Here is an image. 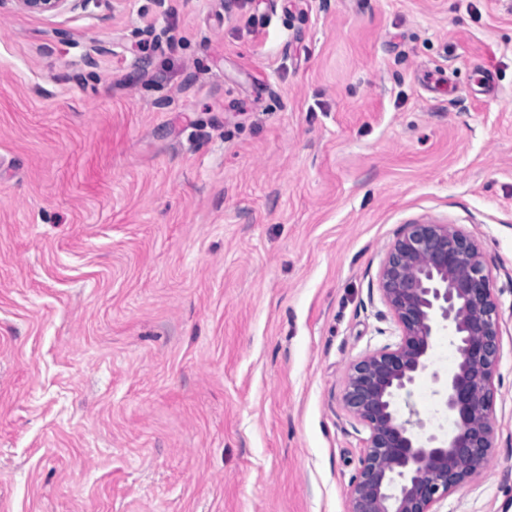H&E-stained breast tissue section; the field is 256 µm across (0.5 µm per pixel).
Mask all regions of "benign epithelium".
Segmentation results:
<instances>
[{
    "mask_svg": "<svg viewBox=\"0 0 512 512\" xmlns=\"http://www.w3.org/2000/svg\"><path fill=\"white\" fill-rule=\"evenodd\" d=\"M13 2L53 17L101 0ZM379 290L401 339L348 371L345 407L369 430L349 512H435V504L486 465L492 447L500 324L491 258L454 224H407L382 264ZM445 329L458 364L446 379H433L456 430L447 438L422 437L424 423L404 417L396 400L426 372L434 337Z\"/></svg>",
    "mask_w": 512,
    "mask_h": 512,
    "instance_id": "1",
    "label": "benign epithelium"
}]
</instances>
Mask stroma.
<instances>
[{
    "instance_id": "1",
    "label": "stroma",
    "mask_w": 512,
    "mask_h": 512,
    "mask_svg": "<svg viewBox=\"0 0 512 512\" xmlns=\"http://www.w3.org/2000/svg\"><path fill=\"white\" fill-rule=\"evenodd\" d=\"M67 39H60V32ZM492 259L512 512V0L0 5V512H349L405 225ZM429 371L401 404L434 433ZM111 0H13L16 6L29 13L53 17L77 9L86 10L91 3L98 5Z\"/></svg>"
}]
</instances>
